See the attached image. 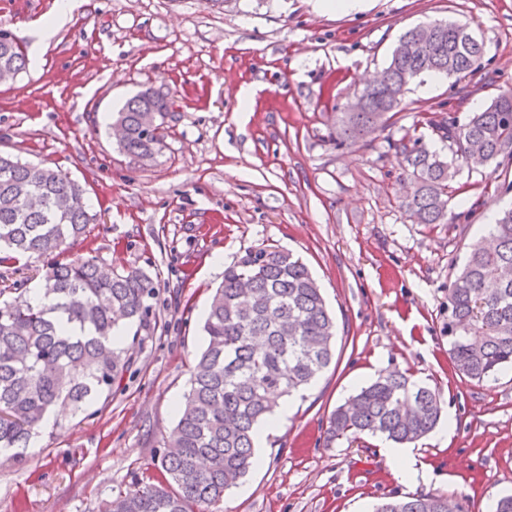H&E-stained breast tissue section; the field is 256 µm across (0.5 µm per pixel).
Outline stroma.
Segmentation results:
<instances>
[{
	"label": "stroma",
	"mask_w": 512,
	"mask_h": 512,
	"mask_svg": "<svg viewBox=\"0 0 512 512\" xmlns=\"http://www.w3.org/2000/svg\"><path fill=\"white\" fill-rule=\"evenodd\" d=\"M0 0V29L28 67L0 83V153L68 172L98 221L75 245L158 285L146 328L128 326L136 362L85 411L57 406L21 463L0 459V512H103L107 500L158 474L175 402L189 387L211 291L246 251L301 257L336 318L335 358L299 392L265 440L263 461L227 491L220 512H371L390 496L434 492L483 512L512 493V370L475 383L449 355L448 283L467 247L512 208V159L460 166L443 224L414 223L412 190L388 138L421 140L512 90V0H365L344 14L319 0ZM57 21L43 41L39 19ZM469 23L485 44L462 81L410 86L388 135L336 147L334 111L388 63L407 29ZM245 84L252 111L238 109ZM174 96L167 148L150 165L120 150L112 114L145 88ZM0 264L5 300L38 290L53 264ZM20 291H13V284ZM439 393L447 440L428 434L394 474L396 444L365 436L326 445L330 413L386 371Z\"/></svg>",
	"instance_id": "obj_1"
}]
</instances>
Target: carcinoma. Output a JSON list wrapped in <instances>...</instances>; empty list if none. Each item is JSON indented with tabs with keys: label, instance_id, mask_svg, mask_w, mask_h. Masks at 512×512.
Wrapping results in <instances>:
<instances>
[{
	"label": "carcinoma",
	"instance_id": "cac0c4a2",
	"mask_svg": "<svg viewBox=\"0 0 512 512\" xmlns=\"http://www.w3.org/2000/svg\"><path fill=\"white\" fill-rule=\"evenodd\" d=\"M419 54L404 32L377 85H365L358 110L336 112L328 138L351 146L384 131L399 112L408 86L420 75L441 73L460 81L481 67L484 44L467 23L435 22ZM25 51L0 29V70L25 71ZM171 97L147 88L129 98L113 125L119 146L144 164L162 155ZM436 134L472 150L487 165L512 157V92L497 95L461 124L448 114ZM412 182L407 200L417 224L445 219L456 170L420 141L389 142ZM83 189L68 173L0 155V264L65 253L87 238L97 214L78 204ZM157 285L141 270L119 273L94 257L53 264L33 305L20 293L0 303V456L29 447L59 402L79 413L121 383L135 363L120 345V323L143 325ZM448 337L454 368L481 383L512 368V208L470 246L464 266L448 284ZM206 344L195 358L189 390L165 440L155 482L135 485L106 502L104 512H213L225 491L258 464L259 427L279 399L309 386L332 363L336 324L307 265L287 250H251L224 270L203 326ZM438 394L389 372L363 386L328 417L326 442L379 436L415 443L439 422ZM451 498L436 493L389 497L375 512H448Z\"/></svg>",
	"mask_w": 512,
	"mask_h": 512
}]
</instances>
